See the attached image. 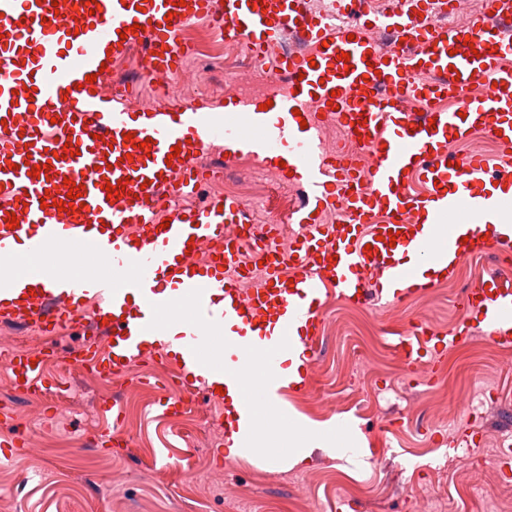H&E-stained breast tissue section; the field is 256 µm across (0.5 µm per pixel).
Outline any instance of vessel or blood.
<instances>
[{"label":"vessel or blood","instance_id":"1","mask_svg":"<svg viewBox=\"0 0 512 512\" xmlns=\"http://www.w3.org/2000/svg\"><path fill=\"white\" fill-rule=\"evenodd\" d=\"M99 3L94 11L87 0H0L1 322L55 336L90 318L109 345L85 343L67 356L106 376L178 351L167 413L204 389L224 418L225 438L249 449V401L231 391L240 389L252 354H262L273 378L283 357L311 359L329 295L355 305L374 297L403 303L431 289L429 267L450 280L466 260L512 253V196L487 191L492 178L512 187V39L502 29L512 0H486L465 26L430 25L427 0H395L375 17L364 0H331L318 17L304 0ZM195 22L259 52L292 28L311 49L276 59L288 88L265 110L229 96L219 109L194 99L133 110L123 95L106 92L112 72L101 67V46L115 59L142 46L146 75L168 77L183 66V32ZM374 24L401 39L403 50L385 53L369 35ZM89 74L95 82H86ZM479 80L490 88L475 97ZM328 117L362 154L321 150L317 132ZM478 130L495 151L452 166L449 142ZM143 141L149 150L140 149ZM216 141L229 159L260 157L305 187L287 253L278 249V228L257 223L240 199L163 207L164 198L190 194L209 177L200 158ZM66 146L76 156L62 157ZM34 165L48 174L31 176ZM70 180L81 185L83 204L57 210ZM120 181L121 199H108L105 183ZM45 197L52 206L42 207ZM330 208L338 223L321 222ZM11 216L19 221L12 230ZM61 244L100 258L103 268L73 276L56 255ZM192 248L206 249L208 259L193 260ZM257 268L262 277L246 288ZM180 307L192 319L168 336ZM459 307L452 338L421 324L396 337L410 368L433 372L446 343H463L477 323L490 343L512 346L511 272L467 289ZM56 355L52 348L14 354L6 367L13 388L42 392L43 367Z\"/></svg>","mask_w":512,"mask_h":512}]
</instances>
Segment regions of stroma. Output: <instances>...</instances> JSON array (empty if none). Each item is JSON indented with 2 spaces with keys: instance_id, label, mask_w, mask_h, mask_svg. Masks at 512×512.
Segmentation results:
<instances>
[{
  "instance_id": "35a3bbf8",
  "label": "stroma",
  "mask_w": 512,
  "mask_h": 512,
  "mask_svg": "<svg viewBox=\"0 0 512 512\" xmlns=\"http://www.w3.org/2000/svg\"><path fill=\"white\" fill-rule=\"evenodd\" d=\"M200 84L192 66L142 92L164 105L195 99ZM492 270L488 260H474L459 279L414 301L368 305L356 315L339 299L325 304L306 385L285 390L282 409L324 429L345 419L360 444L348 460L318 449L293 466L279 445L226 458L223 444L208 442L209 427L223 421L206 393L197 392L190 414L171 420L163 413L170 392L158 381L148 410L132 407L120 426L126 447L104 443L105 424H91L83 412L61 423L67 442L59 447L30 428L31 418L53 414L49 394L23 398L0 372V395H11L15 407L14 421L0 423V443L18 433L29 442L22 459L0 453V512H351L336 493L344 476L361 487L358 512H425L433 491L447 496L450 512H485V499L512 490V472L500 457L474 459L465 442L469 408L485 379H495L499 401L478 428L486 441L512 439V348L490 344L475 328L470 342L447 345L430 383L424 369H408L391 337L415 322L453 333L457 294Z\"/></svg>"
}]
</instances>
